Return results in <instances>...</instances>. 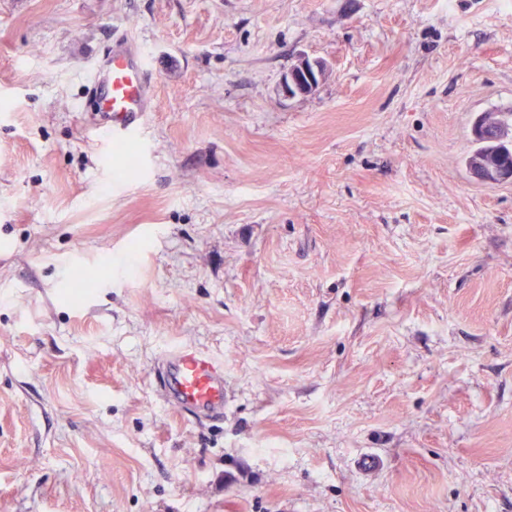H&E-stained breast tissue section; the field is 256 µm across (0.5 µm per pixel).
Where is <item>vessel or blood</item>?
Wrapping results in <instances>:
<instances>
[{
	"instance_id": "obj_1",
	"label": "vessel or blood",
	"mask_w": 512,
	"mask_h": 512,
	"mask_svg": "<svg viewBox=\"0 0 512 512\" xmlns=\"http://www.w3.org/2000/svg\"><path fill=\"white\" fill-rule=\"evenodd\" d=\"M152 75L142 53L124 35L112 38L110 52L99 60L90 83V100L110 139H124L153 111ZM157 383L168 404L192 417L224 413V367L199 351L168 352Z\"/></svg>"
}]
</instances>
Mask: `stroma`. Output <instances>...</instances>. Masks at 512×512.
I'll return each instance as SVG.
<instances>
[{
	"instance_id": "obj_1",
	"label": "stroma",
	"mask_w": 512,
	"mask_h": 512,
	"mask_svg": "<svg viewBox=\"0 0 512 512\" xmlns=\"http://www.w3.org/2000/svg\"><path fill=\"white\" fill-rule=\"evenodd\" d=\"M117 31L129 176L88 139ZM509 111L499 0H0V512H512V182L465 164ZM152 75L142 53L123 34H114L110 52L94 69L89 94L106 124L109 140L126 139L152 112ZM326 65L301 55L282 78V90L288 98L306 97L321 83L326 75ZM472 133L475 139L476 147L475 149L468 155L467 159L471 156H480L483 158L485 164L492 163L495 159L494 153L491 151L493 147L490 145H483L478 139L489 137V141L497 142V141H510L504 149H502L498 154L506 155L509 151H511L512 140L500 139L497 137L496 130L491 126L487 117L484 113L478 114L472 125ZM466 159V162H467ZM157 383L167 403L193 419L224 414V366L199 351H169Z\"/></svg>"
}]
</instances>
